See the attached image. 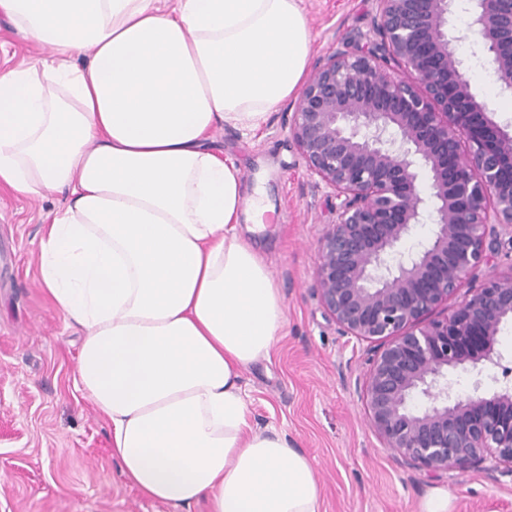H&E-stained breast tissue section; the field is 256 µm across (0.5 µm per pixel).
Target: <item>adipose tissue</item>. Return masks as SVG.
Masks as SVG:
<instances>
[{
    "mask_svg": "<svg viewBox=\"0 0 512 512\" xmlns=\"http://www.w3.org/2000/svg\"><path fill=\"white\" fill-rule=\"evenodd\" d=\"M49 59L0 73V187L59 192L41 283L83 330L74 385L110 427L123 478L186 512H321L311 461L255 431L240 383L286 325L238 230L266 206L210 150L300 96L299 0H0Z\"/></svg>",
    "mask_w": 512,
    "mask_h": 512,
    "instance_id": "adipose-tissue-1",
    "label": "adipose tissue"
}]
</instances>
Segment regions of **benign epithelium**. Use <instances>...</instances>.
<instances>
[{"label":"benign epithelium","mask_w":512,"mask_h":512,"mask_svg":"<svg viewBox=\"0 0 512 512\" xmlns=\"http://www.w3.org/2000/svg\"><path fill=\"white\" fill-rule=\"evenodd\" d=\"M378 12L379 41L322 59L292 113L307 170L340 199L315 290L344 335L369 343L356 390L401 466L512 475V384L488 394L477 379L459 396L448 383L467 367L512 376L496 349L512 323V124L493 117L457 55L455 0H378ZM469 27L512 95V0H473ZM426 220L423 250L400 256ZM419 394L428 406L412 405Z\"/></svg>","instance_id":"1"}]
</instances>
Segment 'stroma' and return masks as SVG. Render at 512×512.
<instances>
[{"instance_id":"1","label":"stroma","mask_w":512,"mask_h":512,"mask_svg":"<svg viewBox=\"0 0 512 512\" xmlns=\"http://www.w3.org/2000/svg\"><path fill=\"white\" fill-rule=\"evenodd\" d=\"M458 54L496 120L512 121V95L485 77L488 65L456 0ZM318 62L359 37L373 38L377 0H303ZM0 13V69L41 57ZM296 100L257 129L222 125L209 142L239 166L248 189L276 209L253 244L283 298L288 324L270 358L241 373L249 422L287 434L314 466L322 512H419L447 489L451 512H512V477L478 470L438 477L401 467L370 428L355 390L367 370L364 342L343 335L315 290L317 240L337 199L311 175L289 133ZM65 198L28 199L0 188V512H172L142 497L110 454L109 425L73 386L81 331L54 308L40 282V241Z\"/></svg>"}]
</instances>
